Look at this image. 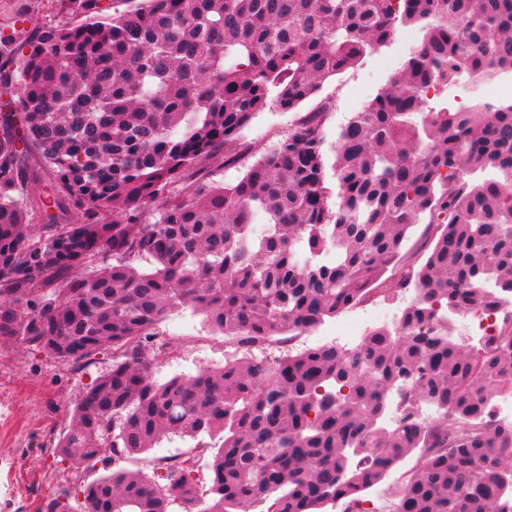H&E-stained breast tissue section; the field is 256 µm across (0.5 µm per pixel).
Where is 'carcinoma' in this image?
<instances>
[{"label": "carcinoma", "instance_id": "cac0c4a2", "mask_svg": "<svg viewBox=\"0 0 512 512\" xmlns=\"http://www.w3.org/2000/svg\"><path fill=\"white\" fill-rule=\"evenodd\" d=\"M31 2L0 0V343L62 364L112 351L55 446L77 469L209 438L99 475L83 512H327L417 450L394 512H508L512 425L488 408L512 392V98L478 88L512 80V0H57L48 25ZM399 27L422 40L333 160L321 106L235 183L210 177L256 114L296 110ZM462 80L470 104H429ZM422 216L436 233L413 272ZM403 288L399 325L353 349L250 353ZM183 307L238 354L160 382L146 349ZM478 307L499 315L475 351L446 312ZM393 392L440 420L384 426ZM434 227V224H427L426 221L414 224L409 238L405 242L402 250L403 266H414L415 269L420 267L427 254V250L425 248L426 242L428 241ZM197 441L182 439L178 436L171 435L164 438L162 442L149 452L139 455L136 460L125 458H115L110 461V467L114 469H136L140 468L145 472L151 473L155 464L160 462L162 458H169L183 454L189 448H192Z\"/></svg>", "mask_w": 512, "mask_h": 512}]
</instances>
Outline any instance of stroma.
I'll list each match as a JSON object with an SVG mask.
<instances>
[{"mask_svg": "<svg viewBox=\"0 0 512 512\" xmlns=\"http://www.w3.org/2000/svg\"><path fill=\"white\" fill-rule=\"evenodd\" d=\"M421 38L416 28H398L385 46L322 82L304 108L327 105V147L335 146L353 113L389 86L396 70L386 67L385 59L394 53L407 59ZM297 119V113L272 106L258 113L240 134L239 165L227 168L211 162L214 180L236 182L265 149L287 135ZM164 327L173 345L154 360L158 381L222 366L234 351L224 335L210 329L193 309L172 312ZM111 367L108 351L77 365H64L18 344H0V512H42L47 498L91 482V475L58 463L54 446L68 428L69 410Z\"/></svg>", "mask_w": 512, "mask_h": 512, "instance_id": "obj_1", "label": "stroma"}]
</instances>
